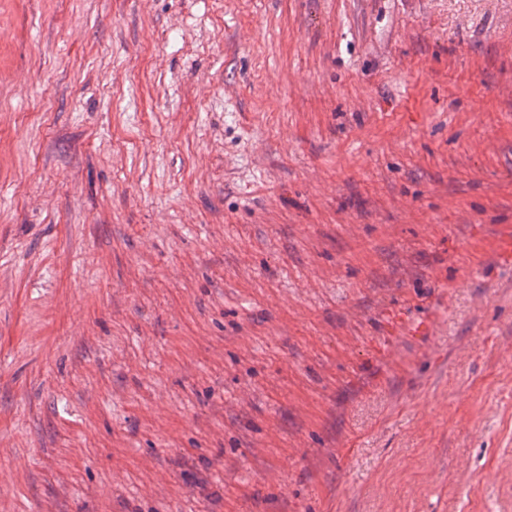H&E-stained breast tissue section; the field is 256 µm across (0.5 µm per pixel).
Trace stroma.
<instances>
[{
  "instance_id": "stroma-1",
  "label": "stroma",
  "mask_w": 512,
  "mask_h": 512,
  "mask_svg": "<svg viewBox=\"0 0 512 512\" xmlns=\"http://www.w3.org/2000/svg\"><path fill=\"white\" fill-rule=\"evenodd\" d=\"M512 0H0V512H512Z\"/></svg>"
}]
</instances>
